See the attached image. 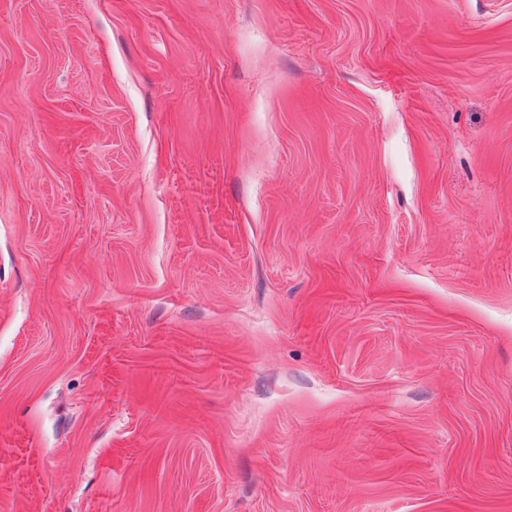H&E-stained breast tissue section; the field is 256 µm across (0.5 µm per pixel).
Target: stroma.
Masks as SVG:
<instances>
[{"label": "stroma", "mask_w": 512, "mask_h": 512, "mask_svg": "<svg viewBox=\"0 0 512 512\" xmlns=\"http://www.w3.org/2000/svg\"><path fill=\"white\" fill-rule=\"evenodd\" d=\"M0 512H512V0H0Z\"/></svg>", "instance_id": "obj_1"}]
</instances>
